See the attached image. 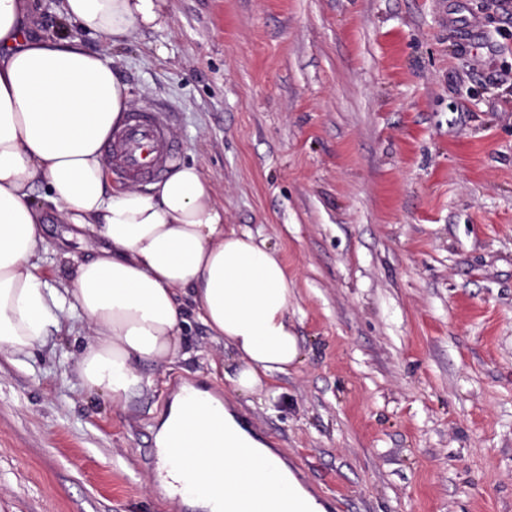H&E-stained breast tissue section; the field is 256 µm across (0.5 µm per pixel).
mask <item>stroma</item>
<instances>
[{
  "label": "stroma",
  "instance_id": "obj_1",
  "mask_svg": "<svg viewBox=\"0 0 512 512\" xmlns=\"http://www.w3.org/2000/svg\"><path fill=\"white\" fill-rule=\"evenodd\" d=\"M105 47L224 221L279 251L303 362L272 409L197 322L123 410L83 333L0 355V512H185L141 450L173 397L231 400L332 512H512V0H167ZM46 220V277L84 258ZM224 361L225 378L208 362Z\"/></svg>",
  "mask_w": 512,
  "mask_h": 512
}]
</instances>
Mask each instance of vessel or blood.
Returning a JSON list of instances; mask_svg holds the SVG:
<instances>
[{"label": "vessel or blood", "instance_id": "vessel-or-blood-1", "mask_svg": "<svg viewBox=\"0 0 512 512\" xmlns=\"http://www.w3.org/2000/svg\"><path fill=\"white\" fill-rule=\"evenodd\" d=\"M102 151L116 178L135 183L163 179L179 155L170 133L169 115L160 109L126 113L121 125L104 140ZM191 422V414H184L181 425L168 433L163 447L144 449V458L151 462L163 459L177 468L201 455L223 459L221 444L187 442L185 431Z\"/></svg>", "mask_w": 512, "mask_h": 512}]
</instances>
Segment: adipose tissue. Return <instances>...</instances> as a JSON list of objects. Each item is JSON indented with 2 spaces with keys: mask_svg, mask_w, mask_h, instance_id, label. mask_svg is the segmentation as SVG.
<instances>
[{
  "mask_svg": "<svg viewBox=\"0 0 512 512\" xmlns=\"http://www.w3.org/2000/svg\"><path fill=\"white\" fill-rule=\"evenodd\" d=\"M166 0H62L77 37L32 34L36 0H0V353L16 357L53 331L81 324L93 339L78 357L88 388L113 407L152 386L151 366L185 352L196 318L212 340L240 361L234 390L272 405L277 378L302 361L291 288L278 251L224 221L210 180L194 163L166 179L112 187L103 140L134 99L118 69L87 37L118 47L164 20ZM42 185L55 218L71 225L88 250L58 288L38 263L45 212L32 192ZM191 437L224 443L227 461L253 451L254 467L231 478L224 462L202 457L195 483L209 512H236L245 494L274 512H328L285 461L236 420L232 405L200 392Z\"/></svg>",
  "mask_w": 512,
  "mask_h": 512,
  "instance_id": "obj_1",
  "label": "adipose tissue"
}]
</instances>
